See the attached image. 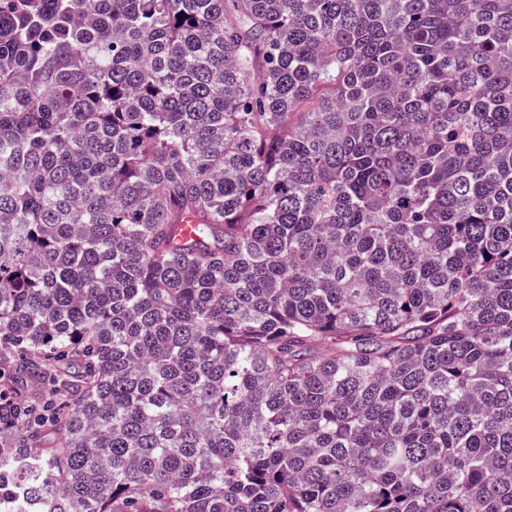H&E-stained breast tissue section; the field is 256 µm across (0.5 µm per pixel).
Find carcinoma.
<instances>
[{
    "label": "carcinoma",
    "instance_id": "obj_1",
    "mask_svg": "<svg viewBox=\"0 0 512 512\" xmlns=\"http://www.w3.org/2000/svg\"><path fill=\"white\" fill-rule=\"evenodd\" d=\"M0 350L5 512H512V0H0Z\"/></svg>",
    "mask_w": 512,
    "mask_h": 512
}]
</instances>
